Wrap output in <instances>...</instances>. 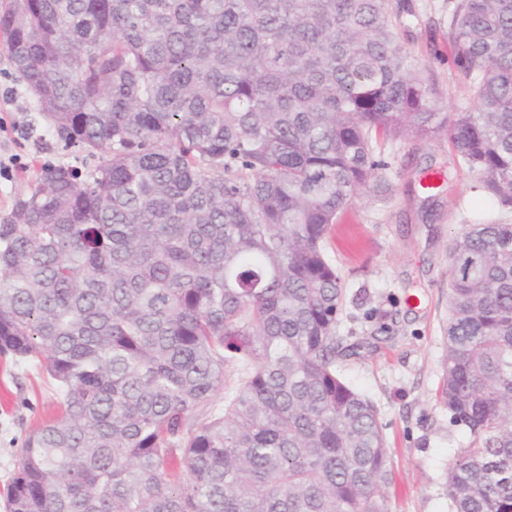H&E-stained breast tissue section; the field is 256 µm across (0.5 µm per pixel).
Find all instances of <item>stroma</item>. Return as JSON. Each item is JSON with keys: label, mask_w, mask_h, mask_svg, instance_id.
Instances as JSON below:
<instances>
[{"label": "stroma", "mask_w": 512, "mask_h": 512, "mask_svg": "<svg viewBox=\"0 0 512 512\" xmlns=\"http://www.w3.org/2000/svg\"><path fill=\"white\" fill-rule=\"evenodd\" d=\"M403 39L448 111L470 110L467 83L449 60L448 0H409ZM392 191L345 212L326 244L345 292L338 327L359 355L343 359L344 380L372 400L392 454L388 512H451L444 490L450 460L471 440L437 398L448 316V243L484 198L467 172H453L446 137L396 140L386 147ZM0 218L35 184L43 163L86 170L92 161L64 148L48 128L8 55L0 49ZM452 171L427 197L421 169ZM60 397L46 373L0 355V487L11 477L25 437L54 417Z\"/></svg>", "instance_id": "1"}]
</instances>
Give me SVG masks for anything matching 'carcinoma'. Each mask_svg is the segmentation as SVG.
<instances>
[{
  "mask_svg": "<svg viewBox=\"0 0 512 512\" xmlns=\"http://www.w3.org/2000/svg\"><path fill=\"white\" fill-rule=\"evenodd\" d=\"M398 0H8L51 163L0 222V354L46 372L7 512H387L390 448L341 377L326 253L391 190L390 139L444 134L489 209L448 245L452 512H512V0H448L475 107L410 61ZM224 393V404L214 397Z\"/></svg>",
  "mask_w": 512,
  "mask_h": 512,
  "instance_id": "carcinoma-1",
  "label": "carcinoma"
}]
</instances>
